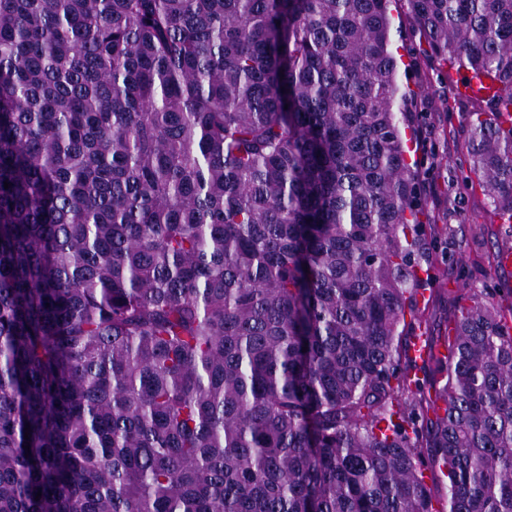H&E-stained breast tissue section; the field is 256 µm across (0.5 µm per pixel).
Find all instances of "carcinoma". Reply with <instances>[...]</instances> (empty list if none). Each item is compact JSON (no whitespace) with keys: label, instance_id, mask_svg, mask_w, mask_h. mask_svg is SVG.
<instances>
[{"label":"carcinoma","instance_id":"1","mask_svg":"<svg viewBox=\"0 0 512 512\" xmlns=\"http://www.w3.org/2000/svg\"><path fill=\"white\" fill-rule=\"evenodd\" d=\"M393 2L0 0V512H512V304L409 354ZM405 2L512 213V0Z\"/></svg>","mask_w":512,"mask_h":512}]
</instances>
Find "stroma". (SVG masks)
Listing matches in <instances>:
<instances>
[{
  "mask_svg": "<svg viewBox=\"0 0 512 512\" xmlns=\"http://www.w3.org/2000/svg\"><path fill=\"white\" fill-rule=\"evenodd\" d=\"M395 45L412 66L409 85L423 102L415 115L418 138L411 156L418 161L422 220L435 240L423 317L440 350L454 292L487 285L497 299L512 300V268L496 263L499 245L512 246V223H502L491 198L475 186L465 148L468 123L485 111V103L459 93L456 69L433 56L413 25L404 24Z\"/></svg>",
  "mask_w": 512,
  "mask_h": 512,
  "instance_id": "stroma-1",
  "label": "stroma"
}]
</instances>
